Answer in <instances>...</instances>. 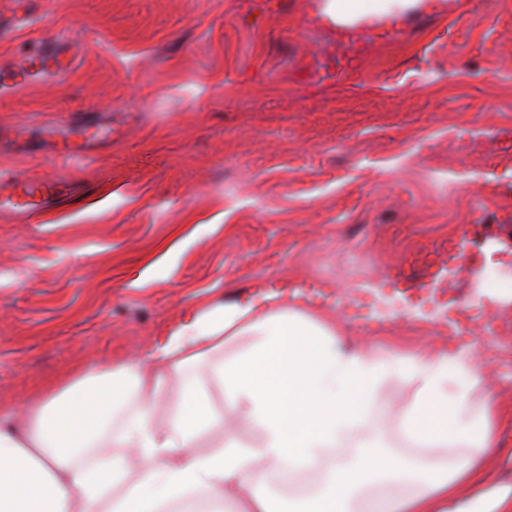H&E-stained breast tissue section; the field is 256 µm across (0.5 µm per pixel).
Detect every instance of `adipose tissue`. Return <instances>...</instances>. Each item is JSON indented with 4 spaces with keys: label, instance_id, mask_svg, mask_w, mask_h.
<instances>
[{
    "label": "adipose tissue",
    "instance_id": "adipose-tissue-1",
    "mask_svg": "<svg viewBox=\"0 0 512 512\" xmlns=\"http://www.w3.org/2000/svg\"><path fill=\"white\" fill-rule=\"evenodd\" d=\"M439 4L322 0L321 16L345 35ZM488 371L473 346L347 348L335 317L294 294L215 305L145 357L47 384L22 419L0 418V512H191L199 500L211 512H512V486L457 498L480 478L504 422L493 390L472 399ZM389 377L416 387L399 416L412 455L368 441L341 452ZM223 423L222 443L201 450V436ZM237 423L257 427L260 440L242 443ZM313 472L315 492L278 493Z\"/></svg>",
    "mask_w": 512,
    "mask_h": 512
}]
</instances>
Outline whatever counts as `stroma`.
<instances>
[{
  "mask_svg": "<svg viewBox=\"0 0 512 512\" xmlns=\"http://www.w3.org/2000/svg\"><path fill=\"white\" fill-rule=\"evenodd\" d=\"M321 0H0V78L31 42L54 78L0 94V176L75 187L0 210V417L48 380L145 355L196 312L313 289L341 337L449 345L413 249L461 235L449 308L512 278V0H455L338 39ZM394 295L385 321L336 306ZM472 390L512 411V351Z\"/></svg>",
  "mask_w": 512,
  "mask_h": 512,
  "instance_id": "obj_1",
  "label": "stroma"
}]
</instances>
